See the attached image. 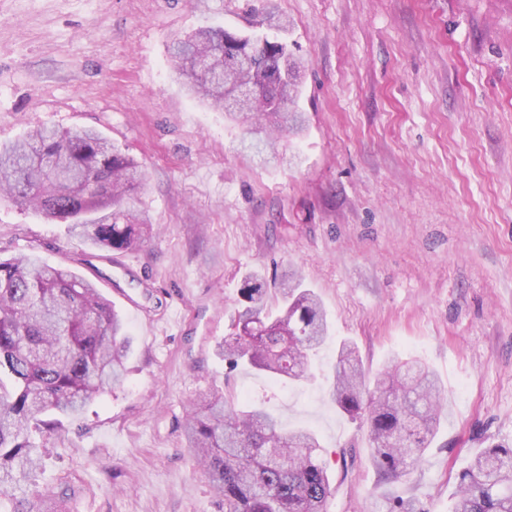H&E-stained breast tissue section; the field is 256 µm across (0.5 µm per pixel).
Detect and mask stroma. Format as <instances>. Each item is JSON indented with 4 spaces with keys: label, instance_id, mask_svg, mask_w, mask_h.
Instances as JSON below:
<instances>
[{
    "label": "stroma",
    "instance_id": "stroma-1",
    "mask_svg": "<svg viewBox=\"0 0 512 512\" xmlns=\"http://www.w3.org/2000/svg\"><path fill=\"white\" fill-rule=\"evenodd\" d=\"M268 6L305 61V129L277 138L292 165L258 164L169 57L202 26L254 30ZM41 125L95 128L133 157L153 229L136 251L92 249L0 204V256L93 281L131 340L123 385L38 436L43 467L16 498L224 512L184 430L228 386L315 431L325 512L389 496L448 512L467 462L512 448V0H0V142ZM292 270L367 370L416 356L439 377L447 409L411 476L385 478L366 426L331 403L332 348L290 386L218 354L245 276L273 289Z\"/></svg>",
    "mask_w": 512,
    "mask_h": 512
}]
</instances>
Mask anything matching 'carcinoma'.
I'll use <instances>...</instances> for the list:
<instances>
[{
  "label": "carcinoma",
  "instance_id": "obj_1",
  "mask_svg": "<svg viewBox=\"0 0 512 512\" xmlns=\"http://www.w3.org/2000/svg\"><path fill=\"white\" fill-rule=\"evenodd\" d=\"M265 28L238 35L205 27L171 47L175 68L193 77L191 91L219 106L224 71L246 56L241 79L260 90L249 112L228 116L246 126L249 147L275 140L266 123L298 133L294 110L302 59L288 41L269 34L285 28L273 12ZM143 185L137 162L90 128L43 127L0 146V200L70 225L90 247L132 251L147 240L150 219L134 209ZM233 332L219 345L231 368L262 371L278 380L306 381L311 360L329 336L321 300L296 272L279 283L277 311L268 288L248 275ZM127 338L123 323L94 283L37 256L0 257V512H44L10 490L40 465L32 434L52 433L61 418L122 380ZM442 385L419 360L369 376L354 345L336 349L331 401L367 425L374 466L390 479L410 475L423 461L440 424ZM187 447L203 462L224 512H325L331 486L307 429L287 430L266 409L233 394L203 398L189 415ZM449 512H512V448H486L456 475Z\"/></svg>",
  "mask_w": 512,
  "mask_h": 512
}]
</instances>
